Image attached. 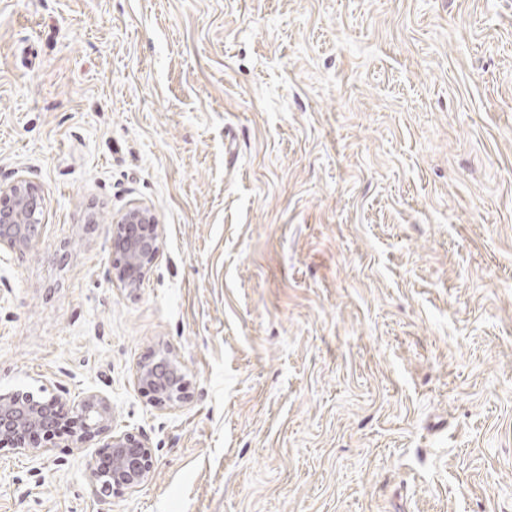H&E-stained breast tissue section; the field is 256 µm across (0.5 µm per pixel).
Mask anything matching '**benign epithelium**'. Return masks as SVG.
I'll list each match as a JSON object with an SVG mask.
<instances>
[{
  "label": "benign epithelium",
  "mask_w": 512,
  "mask_h": 512,
  "mask_svg": "<svg viewBox=\"0 0 512 512\" xmlns=\"http://www.w3.org/2000/svg\"><path fill=\"white\" fill-rule=\"evenodd\" d=\"M44 204L37 187L26 180L0 185V250L22 252L39 235ZM161 230L152 209L133 206L112 225V249L116 254L117 279L127 288L138 287L160 250ZM138 385L151 393L160 406L174 407L188 397L185 373L166 353L139 366ZM70 419V442L81 444L106 435V464L89 465L94 492L135 490L146 483L154 469V457L146 439L112 426V401L90 391L79 401L57 395L37 398L29 392H0V451L7 449L31 457L48 451L47 443L59 436L58 425Z\"/></svg>",
  "instance_id": "7a95c632"
}]
</instances>
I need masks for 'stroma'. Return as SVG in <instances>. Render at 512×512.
Masks as SVG:
<instances>
[{
  "label": "stroma",
  "mask_w": 512,
  "mask_h": 512,
  "mask_svg": "<svg viewBox=\"0 0 512 512\" xmlns=\"http://www.w3.org/2000/svg\"><path fill=\"white\" fill-rule=\"evenodd\" d=\"M20 178L0 391L108 395L155 471L2 451L0 512H512V0H0ZM166 351L176 408L135 381ZM43 213L41 194L30 182L0 185V252L27 250L39 235ZM160 241V224L149 207L133 206L112 225L116 277L126 288H137L149 272Z\"/></svg>",
  "instance_id": "1"
}]
</instances>
